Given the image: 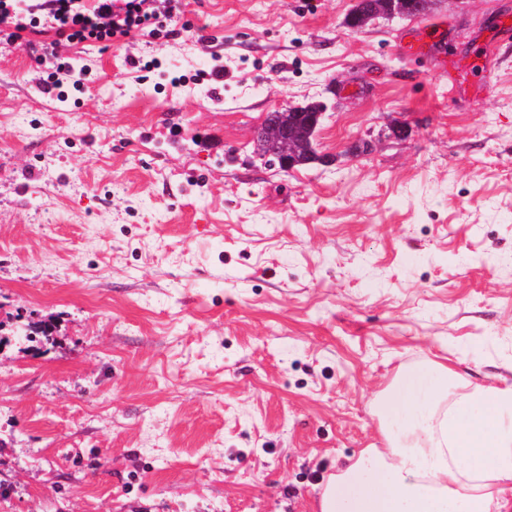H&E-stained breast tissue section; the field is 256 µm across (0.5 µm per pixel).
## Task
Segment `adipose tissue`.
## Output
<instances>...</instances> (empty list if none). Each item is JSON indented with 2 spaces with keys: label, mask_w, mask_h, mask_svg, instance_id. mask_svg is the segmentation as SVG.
Instances as JSON below:
<instances>
[{
  "label": "adipose tissue",
  "mask_w": 512,
  "mask_h": 512,
  "mask_svg": "<svg viewBox=\"0 0 512 512\" xmlns=\"http://www.w3.org/2000/svg\"><path fill=\"white\" fill-rule=\"evenodd\" d=\"M435 362L389 390L393 429L330 476L319 512H512V385L459 391Z\"/></svg>",
  "instance_id": "ef3b65f1"
}]
</instances>
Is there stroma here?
<instances>
[{
	"label": "stroma",
	"mask_w": 512,
	"mask_h": 512,
	"mask_svg": "<svg viewBox=\"0 0 512 512\" xmlns=\"http://www.w3.org/2000/svg\"><path fill=\"white\" fill-rule=\"evenodd\" d=\"M355 2L182 0L168 40L42 21L0 48V512H314L384 447L403 370L512 385V53L480 91L466 67L512 0L358 31ZM432 22L444 54H400ZM52 41L95 76L62 101ZM313 98L335 162L266 165L257 127ZM44 46V45H43ZM41 46L42 53L38 55V61L46 66L45 77L39 83V87L44 94H51L54 90L60 89L64 82L73 80V83L79 84L82 81L81 76L88 74V69H80L78 78L75 76V70L68 62L61 61L56 56L53 49L49 52L48 47Z\"/></svg>",
	"instance_id": "1"
}]
</instances>
